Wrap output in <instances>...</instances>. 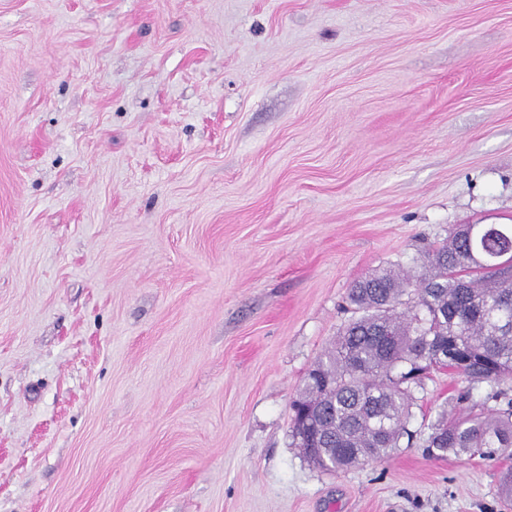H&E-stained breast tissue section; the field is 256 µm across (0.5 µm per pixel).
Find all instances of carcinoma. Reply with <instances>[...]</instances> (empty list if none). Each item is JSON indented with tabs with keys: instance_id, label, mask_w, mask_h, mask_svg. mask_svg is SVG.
Instances as JSON below:
<instances>
[{
	"instance_id": "obj_1",
	"label": "carcinoma",
	"mask_w": 512,
	"mask_h": 512,
	"mask_svg": "<svg viewBox=\"0 0 512 512\" xmlns=\"http://www.w3.org/2000/svg\"><path fill=\"white\" fill-rule=\"evenodd\" d=\"M422 265L417 275L376 269L350 289L352 318L291 402L310 410L292 437L314 465L381 460L412 441L414 394L434 367L489 392L432 423L428 453L512 458V396L501 388L512 380V225L452 227Z\"/></svg>"
}]
</instances>
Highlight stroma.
<instances>
[{"label": "stroma", "mask_w": 512, "mask_h": 512, "mask_svg": "<svg viewBox=\"0 0 512 512\" xmlns=\"http://www.w3.org/2000/svg\"><path fill=\"white\" fill-rule=\"evenodd\" d=\"M459 224H512V0H0V512H512V459L291 438Z\"/></svg>", "instance_id": "obj_1"}]
</instances>
